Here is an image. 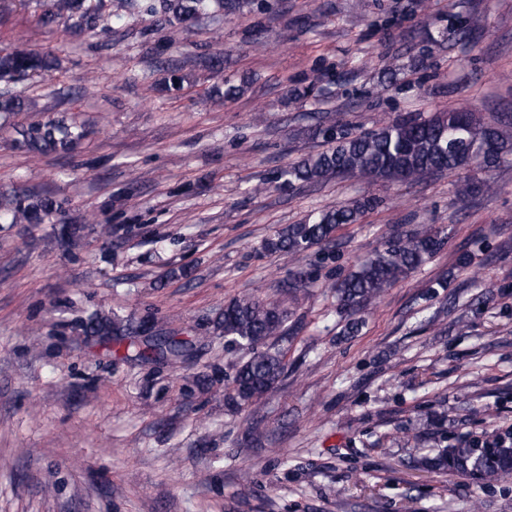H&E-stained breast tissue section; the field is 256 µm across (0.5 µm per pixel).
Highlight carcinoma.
Here are the masks:
<instances>
[{
    "label": "carcinoma",
    "mask_w": 512,
    "mask_h": 512,
    "mask_svg": "<svg viewBox=\"0 0 512 512\" xmlns=\"http://www.w3.org/2000/svg\"><path fill=\"white\" fill-rule=\"evenodd\" d=\"M35 0H0V24L8 23L17 8L26 9ZM139 0H49L39 21L44 27L63 26L76 34L95 37L112 32L123 20V12ZM146 11L162 24L190 29L206 18L234 14L244 0H145ZM193 67L210 70L222 65L219 54L197 55ZM63 60L52 51H35L22 44L0 47V117L36 111L34 100L12 92L17 83L34 75L62 69ZM185 63L175 61L163 90L174 93L185 82ZM318 132L326 148L307 155L282 169L277 178L289 187L363 177L372 181L420 180L428 175L456 171L465 160L492 168L499 163L507 143L512 142V119L486 121L463 106L437 112L426 119L407 118L382 123L376 129L353 135L332 114L321 117ZM15 147L41 156L66 155L77 151L89 135L85 123L60 113L45 121L35 120L14 128ZM376 206L373 197L353 198L313 212L297 224H288L266 239L270 254L299 256L315 245L330 248L337 229L359 223ZM62 210V204L47 195L15 193L0 202L1 224H43ZM439 232L420 225L385 241L382 249L333 286L336 308L348 315L346 331H358L357 315L367 310L382 293L410 272L429 261L441 248ZM288 312L254 296L234 298L224 304L213 321L224 332L226 343L249 353L236 367L232 403L246 404L272 390L286 369L284 350L278 342L286 335ZM436 452L419 461L430 471L451 472L486 487L512 476V433L482 445L457 438H434Z\"/></svg>",
    "instance_id": "1"
}]
</instances>
